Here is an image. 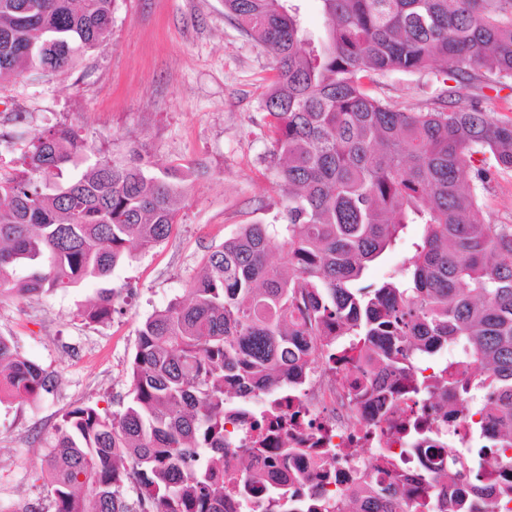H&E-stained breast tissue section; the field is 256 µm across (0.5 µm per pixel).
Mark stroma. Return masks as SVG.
<instances>
[{
    "label": "stroma",
    "mask_w": 512,
    "mask_h": 512,
    "mask_svg": "<svg viewBox=\"0 0 512 512\" xmlns=\"http://www.w3.org/2000/svg\"><path fill=\"white\" fill-rule=\"evenodd\" d=\"M274 76L266 49L225 16L222 0H117L106 46L66 74L0 82L1 176L18 173L28 139L57 123L77 130L92 155L136 145L191 175L170 237L145 252L131 247L105 284L124 295L111 322L82 317L103 285L96 280L0 296V334L57 376L37 400L0 401V512H53L40 476L44 441L64 414L82 404L122 410L141 322L185 295L209 247L244 224L285 223L260 107ZM372 92L413 112L448 102L433 70L388 74ZM481 197L490 223L512 224V170L497 171Z\"/></svg>",
    "instance_id": "35a3bbf8"
}]
</instances>
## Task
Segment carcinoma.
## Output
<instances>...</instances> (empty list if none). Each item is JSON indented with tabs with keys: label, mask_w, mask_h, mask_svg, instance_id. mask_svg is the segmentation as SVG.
Returning <instances> with one entry per match:
<instances>
[{
	"label": "carcinoma",
	"mask_w": 512,
	"mask_h": 512,
	"mask_svg": "<svg viewBox=\"0 0 512 512\" xmlns=\"http://www.w3.org/2000/svg\"><path fill=\"white\" fill-rule=\"evenodd\" d=\"M116 0H0V77L63 73L101 47ZM226 15L272 56L277 80L260 98L273 133L288 224H244L211 248L187 288L141 323L119 412L69 410L48 442L54 512H512V225L482 218L478 187L492 178L473 156L512 169V118L478 107L481 71L512 79V0H319L326 34L314 44L301 0H223ZM440 66L448 107L405 112L371 95L390 72ZM24 171L0 177V294L65 290L106 280L179 223L188 175L132 147L90 160L76 131L35 135ZM411 225L401 268L362 285ZM279 241L284 266L268 263ZM120 293L100 289L83 310L112 319ZM350 355L354 396L424 408L458 401L467 447L448 445L450 471L426 470L406 496L385 486L308 503L283 486L305 478L299 448H225L224 422L304 383L319 360ZM431 370L410 391L402 370ZM54 375L0 336V401L50 392ZM238 403H231V398ZM233 453L236 473H224ZM502 477L489 481L487 458ZM274 459L282 477L254 467ZM135 492L129 499L126 489Z\"/></svg>",
	"instance_id": "1"
}]
</instances>
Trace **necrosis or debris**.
<instances>
[{
  "mask_svg": "<svg viewBox=\"0 0 512 512\" xmlns=\"http://www.w3.org/2000/svg\"><path fill=\"white\" fill-rule=\"evenodd\" d=\"M310 377L308 386L291 397L290 409L298 414L295 423L283 429L267 418L258 425L242 421L234 436L236 444L249 445L263 433L272 441L284 440L289 447L308 449L312 462L308 482L314 491L331 496L353 488L365 470L374 484L409 486L419 471L447 467L441 444L454 440L455 426L442 405L424 411L438 426L437 439L419 442L413 451L409 440L397 431L399 417L384 415L377 396L367 395L359 403L350 401L343 374H330L321 363L313 365ZM403 455L408 467L399 474L388 461Z\"/></svg>",
  "mask_w": 512,
  "mask_h": 512,
  "instance_id": "4bbe7bcc",
  "label": "necrosis or debris"
}]
</instances>
